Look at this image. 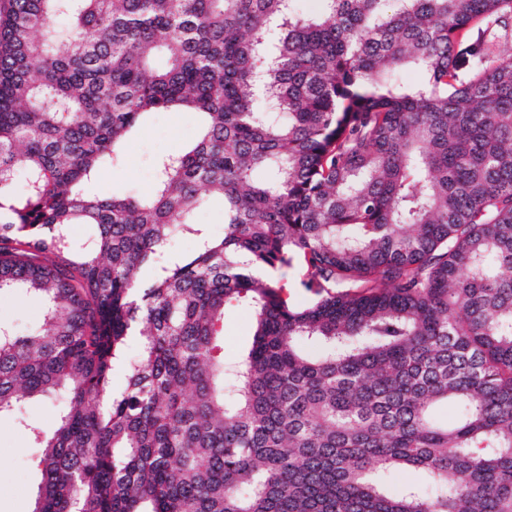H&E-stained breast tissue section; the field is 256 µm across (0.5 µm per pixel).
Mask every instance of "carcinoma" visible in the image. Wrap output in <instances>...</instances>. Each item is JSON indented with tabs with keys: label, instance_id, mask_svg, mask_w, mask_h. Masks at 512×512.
I'll list each match as a JSON object with an SVG mask.
<instances>
[{
	"label": "carcinoma",
	"instance_id": "1",
	"mask_svg": "<svg viewBox=\"0 0 512 512\" xmlns=\"http://www.w3.org/2000/svg\"><path fill=\"white\" fill-rule=\"evenodd\" d=\"M320 2L8 0L0 294L45 307L0 322V416L34 512H512V0ZM156 112L198 140L95 193ZM196 219L199 224H206L214 236L224 235V211L220 202H212L207 208L200 210ZM42 302L31 296H0V321L10 323L19 333L37 330L42 325ZM253 318L248 310H237L226 314L224 320V358L237 361L251 346ZM28 415L44 428L51 430L54 427V406L52 403L40 398L30 400L27 408Z\"/></svg>",
	"mask_w": 512,
	"mask_h": 512
}]
</instances>
